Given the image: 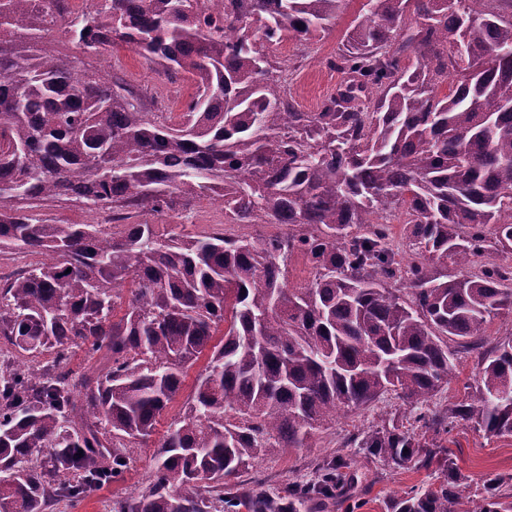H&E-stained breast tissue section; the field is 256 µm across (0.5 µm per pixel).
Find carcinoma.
Wrapping results in <instances>:
<instances>
[{"instance_id":"obj_1","label":"carcinoma","mask_w":512,"mask_h":512,"mask_svg":"<svg viewBox=\"0 0 512 512\" xmlns=\"http://www.w3.org/2000/svg\"><path fill=\"white\" fill-rule=\"evenodd\" d=\"M90 2L74 16L66 0H0V253L50 256L0 276L14 351L0 362V512L73 507L123 478L202 356L183 418L112 512H310L342 494L354 459L280 490L241 473L391 393L404 414L346 445L438 466V486L392 512H457L473 479L443 436L456 421L512 436V338L481 353L463 401L430 407L455 368L448 342L477 346L512 312V0H366L332 61L344 80L315 112L294 108L267 49L332 30L352 0ZM60 26L86 53L122 45L191 81L180 122L79 72L50 38ZM202 197L231 224L284 232L162 239L147 220L28 214L52 201L147 217ZM397 212L416 259L392 248L382 220ZM296 254L312 279L291 288ZM476 496L479 512H512V475Z\"/></svg>"}]
</instances>
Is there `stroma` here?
<instances>
[{"label": "stroma", "instance_id": "1", "mask_svg": "<svg viewBox=\"0 0 512 512\" xmlns=\"http://www.w3.org/2000/svg\"><path fill=\"white\" fill-rule=\"evenodd\" d=\"M362 3L363 0H353L346 18L340 20L332 31L315 34L304 43L288 40L273 47L272 54L282 70L288 97L298 111H317L320 103L333 94L342 81V74L333 69L332 62L351 18L358 13ZM52 37L58 50L79 57L82 67L119 77L140 96L146 111L179 113L182 104L194 92L190 83L182 80L173 82L159 75L128 48L117 46L99 54H85L63 30H55ZM151 221L162 236L168 235L178 224L184 225L186 232L194 235H208L220 227L229 236L259 238L276 235L281 230L277 224L227 223L221 202L209 197L197 200L187 208L152 216ZM455 365L451 382L434 398L438 405L461 400L467 388L477 383V352L457 348ZM183 409L184 401L179 398L162 413L153 436L136 450L124 482L104 486L74 507L59 503L53 512H110L114 498L135 497L146 472L153 465L156 443L169 425L182 415ZM403 410L401 400L390 395L371 410L338 412L335 422L314 433L310 447L289 448L278 455L256 459L243 471L242 477L247 481L262 478L266 487L272 489L310 477L316 458L346 455L344 440L350 434L375 423L379 415ZM447 445L462 471L474 480L491 474H512V436H490L461 421L449 434ZM352 481L347 495L321 508L320 512H387V503L403 490L436 486L438 471L433 467L416 469L409 465L394 469L360 456L352 470Z\"/></svg>", "mask_w": 512, "mask_h": 512}]
</instances>
